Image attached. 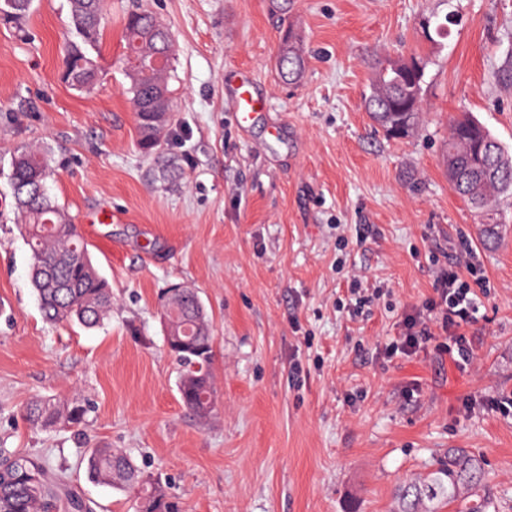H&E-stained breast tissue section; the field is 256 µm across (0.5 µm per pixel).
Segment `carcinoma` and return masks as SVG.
I'll return each mask as SVG.
<instances>
[{"mask_svg": "<svg viewBox=\"0 0 512 512\" xmlns=\"http://www.w3.org/2000/svg\"><path fill=\"white\" fill-rule=\"evenodd\" d=\"M33 0H0V19L24 22ZM71 20L80 38L66 49L63 78L82 92L93 90L98 76L97 50L102 19L101 0H70ZM126 70L138 145L159 152L162 127L174 117L173 91L167 71L172 59L169 32L152 12L136 8L124 18ZM276 72L283 82L299 83L305 72V52L291 33L278 48ZM426 63H379L365 110L391 138L418 131ZM448 181L481 216L484 233L497 235V202L512 196V154L480 122L452 118L445 145ZM53 176L47 155L24 149L12 158L11 184L17 214L24 223L31 261L29 277L43 318L50 323H77L93 329L112 311V289L94 266L77 225L49 192ZM166 346L181 367L179 392L183 404L197 414L214 406L211 366L214 338L198 293L181 288L165 303ZM29 421L51 429L78 426L88 408L79 402L58 405L40 397L26 405ZM89 474L116 489H139L141 512H182L179 501L143 473L123 451L91 448L86 453ZM63 473L54 472L26 454L0 449V512H50L56 507ZM399 512H485L488 475L480 459L465 448H450L425 475L407 480L398 490Z\"/></svg>", "mask_w": 512, "mask_h": 512, "instance_id": "obj_1", "label": "carcinoma"}]
</instances>
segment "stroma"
<instances>
[{"label":"stroma","instance_id":"obj_1","mask_svg":"<svg viewBox=\"0 0 512 512\" xmlns=\"http://www.w3.org/2000/svg\"><path fill=\"white\" fill-rule=\"evenodd\" d=\"M149 6L173 40L176 117L161 180L126 93L122 19ZM92 92L62 76L69 0L0 21V448L63 471L60 496L137 512L138 494L93 482L87 449L127 450L184 512H394L395 490L449 448L484 456L489 512H512V197L501 239L448 182V120L464 113L512 150V0H103ZM448 21L429 37L427 22ZM306 51L281 82L284 26ZM427 60L419 130L387 139L364 96L370 60ZM265 109L241 130L239 74ZM46 152L52 194L112 287L101 327L44 321L9 180L20 148ZM455 260L486 286L467 329L474 360L445 339L387 357L405 312ZM380 290L352 314L351 279ZM198 292L214 336L215 407L182 403L161 314L173 286ZM88 402L85 424L44 431L32 398Z\"/></svg>","mask_w":512,"mask_h":512}]
</instances>
